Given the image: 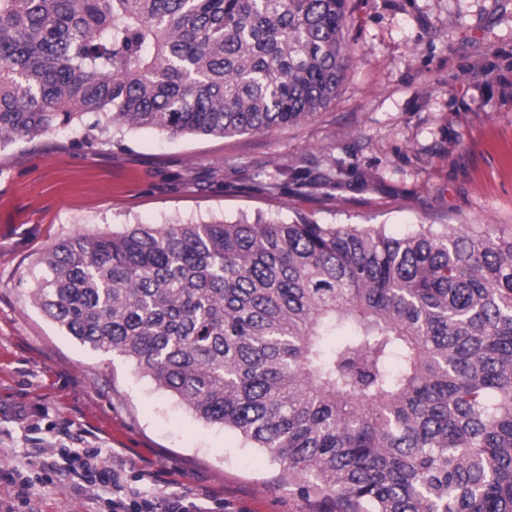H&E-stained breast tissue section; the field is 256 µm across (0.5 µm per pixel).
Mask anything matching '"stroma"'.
I'll return each instance as SVG.
<instances>
[{"mask_svg": "<svg viewBox=\"0 0 512 512\" xmlns=\"http://www.w3.org/2000/svg\"><path fill=\"white\" fill-rule=\"evenodd\" d=\"M351 66L308 122L232 137L56 130L0 145V468L41 479L33 512H108L69 448L122 493L183 489L224 512H330L233 430L205 423L126 359L67 336L31 300L40 260L76 235L263 217L512 229V0H348ZM336 184L319 188L330 168ZM55 468L42 467L43 457ZM72 460L70 472L82 482L84 486L116 487L119 484V473L112 470L99 469L95 459L99 452L95 448H69L66 449Z\"/></svg>", "mask_w": 512, "mask_h": 512, "instance_id": "obj_1", "label": "stroma"}]
</instances>
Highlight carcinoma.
Wrapping results in <instances>:
<instances>
[{
	"mask_svg": "<svg viewBox=\"0 0 512 512\" xmlns=\"http://www.w3.org/2000/svg\"><path fill=\"white\" fill-rule=\"evenodd\" d=\"M346 9L0 0V144L300 124L350 67ZM41 264L32 302L66 335L286 463L330 512H512V232L137 224Z\"/></svg>",
	"mask_w": 512,
	"mask_h": 512,
	"instance_id": "carcinoma-1",
	"label": "carcinoma"
}]
</instances>
